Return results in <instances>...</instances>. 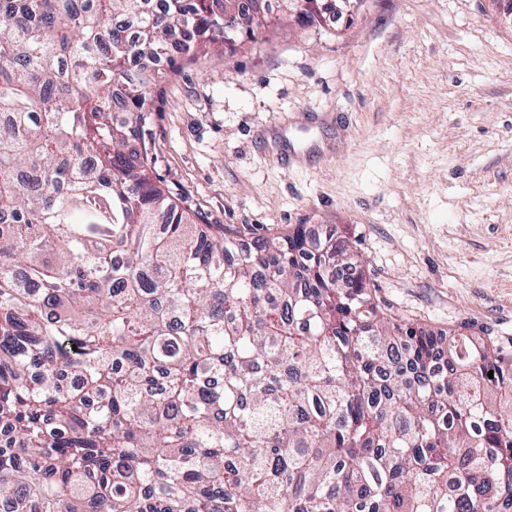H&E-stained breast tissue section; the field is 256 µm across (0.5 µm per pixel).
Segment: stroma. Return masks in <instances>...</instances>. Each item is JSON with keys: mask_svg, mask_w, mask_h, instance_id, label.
I'll list each match as a JSON object with an SVG mask.
<instances>
[{"mask_svg": "<svg viewBox=\"0 0 512 512\" xmlns=\"http://www.w3.org/2000/svg\"><path fill=\"white\" fill-rule=\"evenodd\" d=\"M264 15L159 62L153 176L246 242L336 227L385 313L512 352V0Z\"/></svg>", "mask_w": 512, "mask_h": 512, "instance_id": "obj_1", "label": "stroma"}]
</instances>
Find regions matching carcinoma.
I'll return each instance as SVG.
<instances>
[{"mask_svg":"<svg viewBox=\"0 0 512 512\" xmlns=\"http://www.w3.org/2000/svg\"><path fill=\"white\" fill-rule=\"evenodd\" d=\"M146 2L0 0V505L512 512V355L379 312L342 235L228 264L154 183L142 62L234 0Z\"/></svg>","mask_w":512,"mask_h":512,"instance_id":"carcinoma-1","label":"carcinoma"}]
</instances>
